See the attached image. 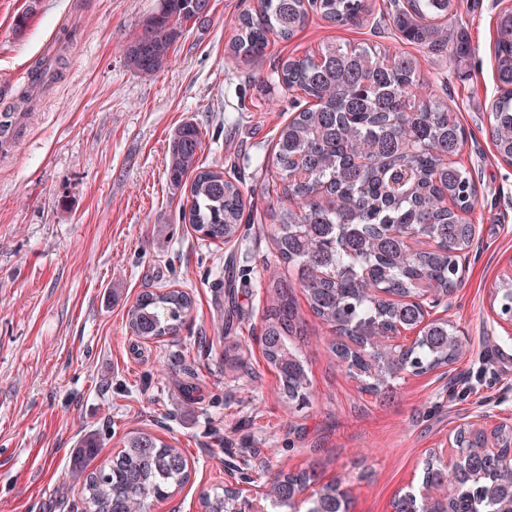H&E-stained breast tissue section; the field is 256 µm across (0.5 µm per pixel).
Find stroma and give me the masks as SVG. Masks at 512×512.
<instances>
[{
  "label": "stroma",
  "mask_w": 512,
  "mask_h": 512,
  "mask_svg": "<svg viewBox=\"0 0 512 512\" xmlns=\"http://www.w3.org/2000/svg\"><path fill=\"white\" fill-rule=\"evenodd\" d=\"M158 2L0 0V113L27 114L15 152L0 154V512H83L72 476L83 441L97 446L100 466L136 430L187 462V483L159 512H203L202 492L223 491L228 465L260 485L310 472L312 489L341 484L352 512H390L395 498L421 496L426 460L458 429L512 421V336L496 298L512 271V165L490 132L496 20L512 0H460L472 53L459 67L400 41L390 0H368L358 28L311 14L264 57L236 59L228 43L243 0H212L168 67L142 76L122 47ZM329 40L415 55L424 92L453 101L467 131L454 160L477 184L462 281L429 310L462 331L468 352L404 374L383 399L330 352L333 331L277 261L269 220L281 194L276 135L311 104L271 75ZM51 52L63 57L54 80L22 101L24 71ZM186 121L202 132L201 163L249 193L237 241L200 240L167 184V142ZM273 278L291 282L303 325L313 396L300 411L281 399L258 341ZM171 288L195 300L179 335L135 340L129 307L141 291ZM229 344L244 367L225 363Z\"/></svg>",
  "instance_id": "35a3bbf8"
}]
</instances>
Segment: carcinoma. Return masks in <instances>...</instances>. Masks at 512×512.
I'll list each match as a JSON object with an SVG mask.
<instances>
[{"label":"carcinoma","mask_w":512,"mask_h":512,"mask_svg":"<svg viewBox=\"0 0 512 512\" xmlns=\"http://www.w3.org/2000/svg\"><path fill=\"white\" fill-rule=\"evenodd\" d=\"M459 0H407L394 5L400 38L456 64L471 54L466 34L453 17ZM245 9L231 51L245 60L263 57L277 37L287 41L303 28L309 10L342 26H359L366 0H256ZM211 0H159L141 30L123 46L127 66L151 76L171 62L174 45L195 25L208 21ZM494 43L498 97L490 114L495 146L512 162V10L499 13ZM275 73L285 86L316 100L279 130L273 164L284 197L295 200L271 210L277 258L294 270L312 312L335 331L329 348L377 396L396 387L401 375L430 371L459 340L445 319L431 320L406 349L379 343L396 325L424 319L417 297L433 289L448 293L459 280L458 253L469 246L472 227L461 214L478 203L465 167L448 162L460 152L466 130L451 118L453 106L435 95L418 96L417 58L365 45L325 42L318 53L281 61ZM201 129L185 122L167 143L166 166L173 193L186 198L188 220L204 241L230 243L246 209L242 182L224 170L199 164ZM452 202L450 209L447 202ZM432 242L416 251L411 238ZM271 303L259 337L267 365L277 374L281 397L297 406L312 395L306 361L291 337L301 334L288 285L271 281ZM185 290L142 293L129 308L126 326L143 340L176 336L193 311ZM467 445L451 505L439 512H497L488 478L512 463V436L499 437L500 452L478 450L480 436L462 435ZM95 445L79 453L73 477L85 512H146L151 499L188 479L186 459L155 436L136 432L110 467L90 468ZM314 474H279L270 502L287 512H350L337 485L302 501ZM448 467L428 460L424 483L439 484Z\"/></svg>","instance_id":"carcinoma-1"}]
</instances>
